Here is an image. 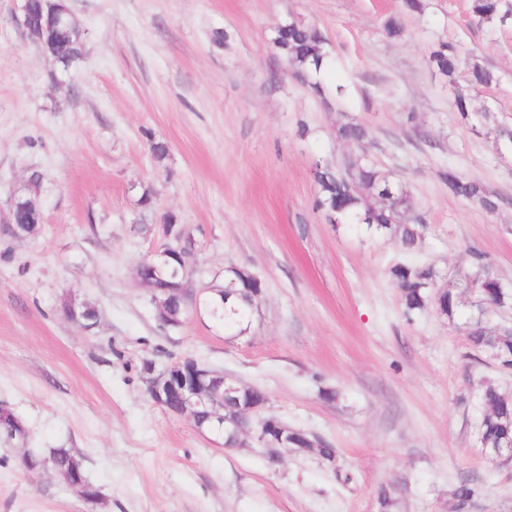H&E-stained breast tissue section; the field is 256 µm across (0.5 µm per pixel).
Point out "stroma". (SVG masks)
<instances>
[{
    "label": "stroma",
    "mask_w": 512,
    "mask_h": 512,
    "mask_svg": "<svg viewBox=\"0 0 512 512\" xmlns=\"http://www.w3.org/2000/svg\"><path fill=\"white\" fill-rule=\"evenodd\" d=\"M66 2L85 42L68 74L13 23L19 0H0V405L28 431L0 437V512H378L383 485L398 512H457L464 479L478 489L469 512H512V462L481 447L477 398L488 383L512 394V372L470 347L474 295L459 280L479 252L512 281V156L455 106L461 87L512 125V23H478L471 0L410 13L403 0ZM392 17L404 38L386 35ZM292 21L330 39L344 94L318 97L292 75L272 45ZM442 43L462 51L455 76L428 62ZM475 63L497 84L470 85ZM351 119L371 127V155L426 224L414 253L313 208V169L350 152L336 128ZM154 140L168 146L159 162ZM449 169L503 204L454 197ZM34 171L44 220L21 237L10 202ZM170 212L194 238L191 289L223 285L232 267L261 281L246 335L191 311L158 320L138 269ZM398 262L457 289L455 318L431 304L404 315ZM69 297L98 310L92 328L65 316ZM185 357L264 391V415L329 442L335 464L227 449L157 406L143 363ZM53 448L81 456L96 503L22 465Z\"/></svg>",
    "instance_id": "stroma-1"
}]
</instances>
